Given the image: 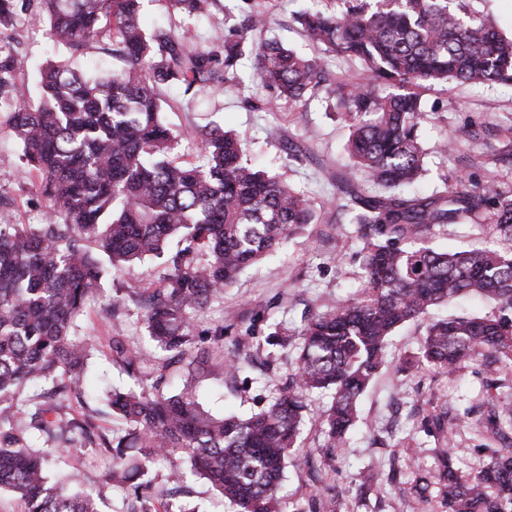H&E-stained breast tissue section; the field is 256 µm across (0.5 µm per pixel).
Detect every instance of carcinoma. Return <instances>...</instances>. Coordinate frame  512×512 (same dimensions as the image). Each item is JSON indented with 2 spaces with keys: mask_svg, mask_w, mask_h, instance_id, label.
<instances>
[{
  "mask_svg": "<svg viewBox=\"0 0 512 512\" xmlns=\"http://www.w3.org/2000/svg\"><path fill=\"white\" fill-rule=\"evenodd\" d=\"M248 4L246 24L216 37L220 49L190 45L165 29L147 34L141 0H0V33L20 14L47 20L53 37L78 49L108 33L123 67L91 76L66 61L47 63L39 102L31 105L14 48L0 45V104L28 172L39 176L44 224H0V489L25 512H102L100 495L52 481L46 460L62 448L111 460L106 482L139 497L155 459L184 455L176 483L198 476L236 512H282L278 496L288 457L306 422L307 398L333 391L322 415L324 463L358 418V401L383 365L388 339L436 306L479 295L485 315L449 316L427 326L416 353L399 367L445 374L477 361L483 387L512 365V253L491 247L440 252L429 245L436 226L485 224L512 240V192L475 183L429 197H409L424 171L419 131L426 111L415 87L452 82L512 83V37L470 0H336V10L296 15L327 53L359 62L368 82H337L329 93L348 122L351 166L379 191L349 185L337 208L362 243L363 296L304 320L296 370L288 388L247 418L215 416L195 393L160 391L177 365L192 378L207 360L192 334L196 314L223 297L250 266L313 222L306 195L243 163L238 136L219 126L199 131L205 161L171 157L178 135L162 120L160 89L184 93L237 82L246 99L272 89L307 105L324 71L275 40L255 52V80L242 84L250 33L264 24ZM180 13L207 20L216 0H167ZM155 256L160 285L144 291V319L153 351L112 338V356L133 380L107 397L127 430L114 434L91 418L67 417L58 406L82 394L91 339L77 321L102 280ZM50 384L20 399L30 382ZM462 418L497 441L489 461L465 479L449 453L419 465L411 489L437 491L448 512H512V399L473 403ZM47 448L35 449L31 434Z\"/></svg>",
  "mask_w": 512,
  "mask_h": 512,
  "instance_id": "1",
  "label": "carcinoma"
}]
</instances>
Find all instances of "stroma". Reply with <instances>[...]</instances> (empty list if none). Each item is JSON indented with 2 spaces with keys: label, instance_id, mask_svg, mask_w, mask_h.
<instances>
[{
  "label": "stroma",
  "instance_id": "1",
  "mask_svg": "<svg viewBox=\"0 0 512 512\" xmlns=\"http://www.w3.org/2000/svg\"><path fill=\"white\" fill-rule=\"evenodd\" d=\"M268 31L256 32V41L276 35L282 42L307 56L318 50L304 36L295 21L308 0H264ZM142 24L147 30L166 28L193 43H211L224 24V7L216 5L212 23L186 14L169 12L165 0H146ZM46 22L20 20L8 37L21 61V77L36 84L38 71L46 60L67 59L82 69L109 71L120 63L112 56V42L103 38L74 49L52 41ZM167 105L164 123L178 133L172 152L180 162L193 163L200 157L201 143L193 136L195 127L214 123L234 130L242 137L243 157L269 174L280 176L301 190L311 201L315 219L306 231L293 237L275 257L243 272L224 291V299L197 313L193 324L208 362L192 384L203 407L210 413L246 415L266 407L287 386L294 372V352L268 344L274 324L300 327L304 316L325 309L332 302L362 290L361 245L352 227L336 219V199L346 188L350 160L345 150L349 129L337 114L334 97L319 91L307 106L271 102L262 92L260 104L247 102L238 86L225 84L222 90L190 98L176 87L163 88ZM429 120L420 131L425 172L413 191L428 196L459 182L498 180L512 191V83L471 85L455 83L435 86L422 93ZM6 108L0 105V195L10 201L0 209V220L14 224H36L44 215V200L37 181L24 172L21 150L6 123ZM489 244L511 250L512 241L485 236L470 224L437 228L432 244L440 250L468 249ZM161 267L158 260L138 263L102 283L94 301L79 320L78 335L89 337L96 349L90 359L82 400L67 403L69 415L92 416L95 422L123 432L121 421L112 416L102 398L105 390L129 384L122 366L113 360L110 344L121 337L126 345L147 343L140 294L156 287ZM224 328V344L216 346L206 334L216 326ZM427 322L414 320L403 325L385 350V365L377 373L358 408L359 420L337 449L332 467L322 464L325 434L318 422L328 395L310 397V422L288 460L283 512L305 507L307 512H444L438 496L420 501L413 497L411 483L416 464L432 460L441 445L434 440V414L440 405L454 408L482 398L481 378L467 367L448 376L428 369L399 372L402 361L418 349ZM236 354L244 369L232 376L224 371V358ZM449 451L461 474L479 470L490 452L480 449L479 437L465 424L449 420ZM185 456L175 461H156L150 471V507L157 512H233L232 506L202 479L188 483L183 492L171 494L172 464H186ZM52 476L79 475L103 496V512H128L131 498L126 488L107 484L106 461L84 452L60 451L47 464ZM372 469L381 475L378 486L361 492L356 475Z\"/></svg>",
  "mask_w": 512,
  "mask_h": 512
}]
</instances>
